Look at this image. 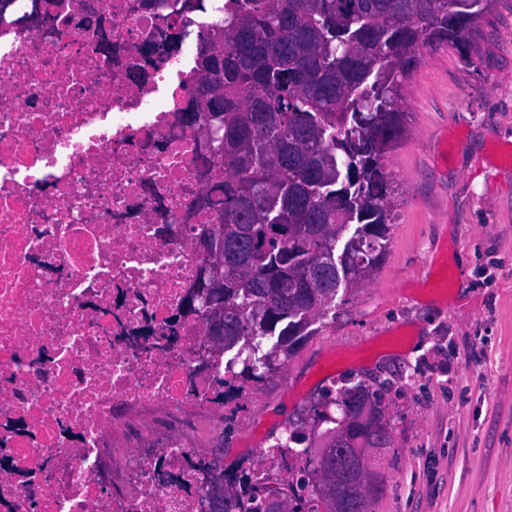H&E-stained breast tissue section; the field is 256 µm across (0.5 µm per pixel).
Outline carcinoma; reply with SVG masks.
<instances>
[{"label":"carcinoma","mask_w":512,"mask_h":512,"mask_svg":"<svg viewBox=\"0 0 512 512\" xmlns=\"http://www.w3.org/2000/svg\"><path fill=\"white\" fill-rule=\"evenodd\" d=\"M466 2L227 0L209 16L195 68L225 173L224 284L210 300L224 313V351L243 344L224 365V393L283 368L337 296L372 279L392 227L382 158L402 135L403 86L419 46L471 48L480 11ZM334 404L336 466L353 475L354 449L378 444L348 430L372 394L359 384ZM220 477V512H269L273 497L315 512L302 478L285 492L246 473ZM382 486L372 473L335 492L368 512Z\"/></svg>","instance_id":"1"}]
</instances>
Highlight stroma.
<instances>
[{
	"label": "stroma",
	"mask_w": 512,
	"mask_h": 512,
	"mask_svg": "<svg viewBox=\"0 0 512 512\" xmlns=\"http://www.w3.org/2000/svg\"><path fill=\"white\" fill-rule=\"evenodd\" d=\"M475 28L468 54L418 53L404 132L384 160L393 227L372 281L222 416L141 414L116 442L174 429L232 477L295 429L306 441L267 464L266 480L307 478L312 499L315 459L342 416L334 400L360 383L391 436L369 512H512V159L501 154L512 147V0ZM440 273L447 288L432 285Z\"/></svg>",
	"instance_id": "obj_1"
}]
</instances>
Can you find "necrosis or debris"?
Segmentation results:
<instances>
[{"label":"necrosis or debris","mask_w":512,"mask_h":512,"mask_svg":"<svg viewBox=\"0 0 512 512\" xmlns=\"http://www.w3.org/2000/svg\"><path fill=\"white\" fill-rule=\"evenodd\" d=\"M223 7L57 0L52 34L30 0L0 16V512L203 510L213 460L112 430L224 409V351L182 313L224 210L188 57Z\"/></svg>","instance_id":"necrosis-or-debris-1"}]
</instances>
